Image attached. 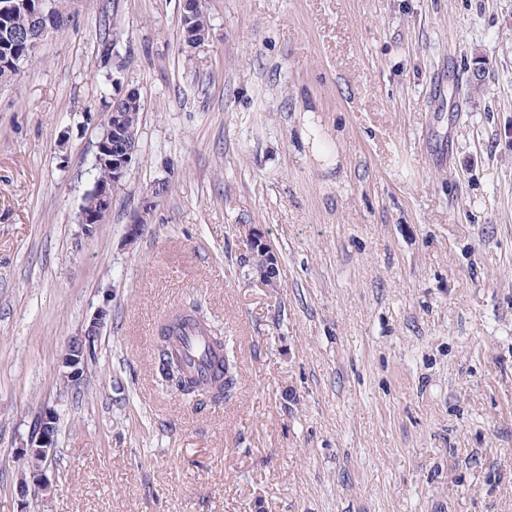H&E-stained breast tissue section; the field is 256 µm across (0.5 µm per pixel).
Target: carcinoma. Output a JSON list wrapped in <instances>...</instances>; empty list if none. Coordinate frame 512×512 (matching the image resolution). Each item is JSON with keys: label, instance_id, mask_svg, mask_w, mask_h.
Returning <instances> with one entry per match:
<instances>
[{"label": "carcinoma", "instance_id": "1", "mask_svg": "<svg viewBox=\"0 0 512 512\" xmlns=\"http://www.w3.org/2000/svg\"><path fill=\"white\" fill-rule=\"evenodd\" d=\"M67 21L65 0H51L45 15L34 6L28 11L0 16V85L13 81L20 73L15 60H23L25 67L36 62L37 56L30 52V43L42 39L45 30L58 28ZM142 111L141 97L121 98L108 103L103 122L105 126H111L113 113L119 112L126 126L137 127ZM157 333L154 358L162 382L170 391L189 400L195 398L199 405L205 403L202 398L204 389L213 392L211 401L214 403L229 399L236 393L235 341L210 323L200 303L193 301L187 308L172 313L158 327ZM186 336L202 338L197 355L207 367L204 375H196L188 367L182 348Z\"/></svg>", "mask_w": 512, "mask_h": 512}]
</instances>
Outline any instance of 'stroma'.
Listing matches in <instances>:
<instances>
[{
  "mask_svg": "<svg viewBox=\"0 0 512 512\" xmlns=\"http://www.w3.org/2000/svg\"><path fill=\"white\" fill-rule=\"evenodd\" d=\"M181 3L66 0L0 87V512H512V0H206L190 49ZM108 34L143 112L89 233ZM249 225L276 287L239 263ZM193 300L239 344L201 407L153 358ZM108 315L107 309H99L80 336L68 344L62 362L66 369L62 377L68 387L77 389L86 379L89 371L88 359L93 347L98 343ZM57 424L56 411L51 407H44L35 419L31 435L29 436L23 450L32 472L39 471L45 460L36 455L28 454L32 451H38L39 454L47 459L53 456L55 452V432Z\"/></svg>",
  "mask_w": 512,
  "mask_h": 512,
  "instance_id": "obj_1",
  "label": "stroma"
}]
</instances>
